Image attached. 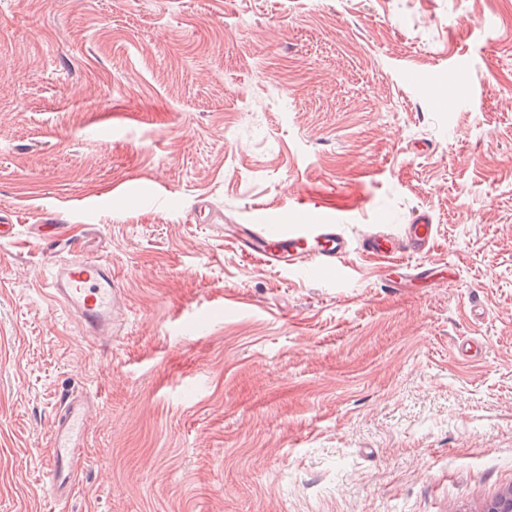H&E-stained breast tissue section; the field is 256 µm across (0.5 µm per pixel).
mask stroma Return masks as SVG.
I'll return each mask as SVG.
<instances>
[{"label":"stroma","mask_w":512,"mask_h":512,"mask_svg":"<svg viewBox=\"0 0 512 512\" xmlns=\"http://www.w3.org/2000/svg\"><path fill=\"white\" fill-rule=\"evenodd\" d=\"M430 215L432 282L231 233ZM0 512H482L512 488V0H0ZM103 256L111 339L51 298ZM99 410L75 497L60 400ZM305 222L300 233L264 234L247 226L242 245L253 250L265 263L286 262L289 269L320 273L336 266L350 251L347 240L337 232L335 217L316 214L313 209L299 211ZM96 404L86 391H76L61 400L52 431L53 452L43 472L50 499L60 503L76 490L85 461V441Z\"/></svg>","instance_id":"obj_1"}]
</instances>
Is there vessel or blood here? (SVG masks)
<instances>
[{"mask_svg": "<svg viewBox=\"0 0 512 512\" xmlns=\"http://www.w3.org/2000/svg\"><path fill=\"white\" fill-rule=\"evenodd\" d=\"M302 216L306 222L302 232L269 235L249 227L241 243L263 262H284L296 270L318 273L338 265L350 247L336 230V218L310 208L303 210ZM433 242L432 221L428 215L421 214L413 224L407 225L403 237L370 234L362 239L361 248L399 265L405 257L429 249ZM47 288L51 297L77 318L88 335L111 336L112 322L123 308V297L105 258L77 255L56 265ZM95 412L93 397L84 391L70 393L60 402L51 437L53 452L43 472L53 502L66 501L75 493Z\"/></svg>", "mask_w": 512, "mask_h": 512, "instance_id": "vessel-or-blood-1", "label": "vessel or blood"}]
</instances>
